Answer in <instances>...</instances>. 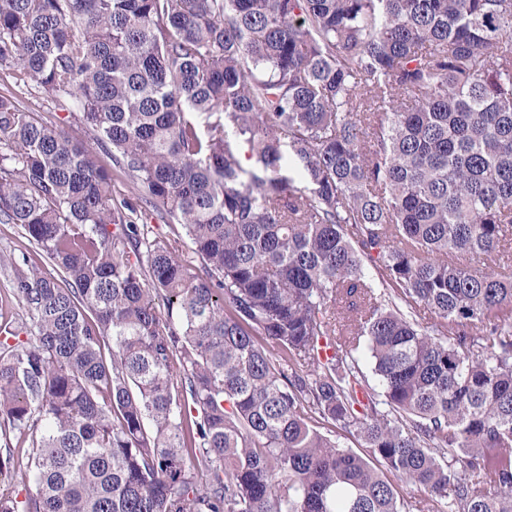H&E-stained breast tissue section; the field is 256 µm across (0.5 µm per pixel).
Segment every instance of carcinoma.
Listing matches in <instances>:
<instances>
[{
    "label": "carcinoma",
    "instance_id": "cac0c4a2",
    "mask_svg": "<svg viewBox=\"0 0 512 512\" xmlns=\"http://www.w3.org/2000/svg\"><path fill=\"white\" fill-rule=\"evenodd\" d=\"M0 73L91 133L0 92V512H512V0H0ZM13 92L16 93L19 100L22 102V106L25 108L34 109L36 112H39L41 116L45 120L57 122H62V120L66 121L68 120V116L72 115L71 113L78 112L75 105L71 102H68L65 107H62L58 105L57 103L47 102V101H41L36 100L34 95H36L34 92V89H28L25 88L23 90H18L17 88L10 87ZM31 93V94H30ZM21 230L14 224H0V252H14L19 255L20 251L28 252L37 260L39 257L34 253V248L21 236Z\"/></svg>",
    "mask_w": 512,
    "mask_h": 512
}]
</instances>
